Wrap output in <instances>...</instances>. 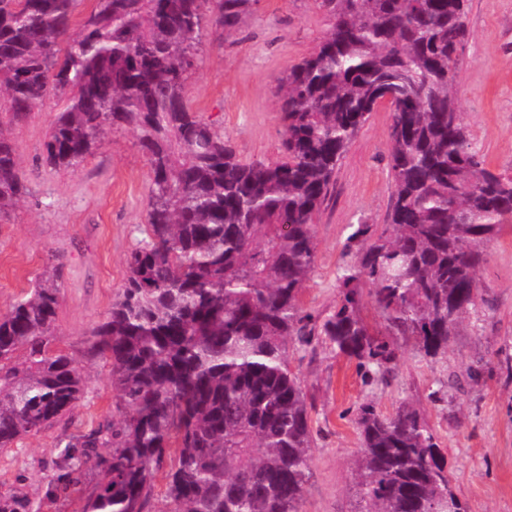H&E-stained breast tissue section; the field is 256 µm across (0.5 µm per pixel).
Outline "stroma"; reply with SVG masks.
Instances as JSON below:
<instances>
[{
    "instance_id": "obj_1",
    "label": "stroma",
    "mask_w": 512,
    "mask_h": 512,
    "mask_svg": "<svg viewBox=\"0 0 512 512\" xmlns=\"http://www.w3.org/2000/svg\"><path fill=\"white\" fill-rule=\"evenodd\" d=\"M466 24L461 110L476 149L499 171L512 165V0H471ZM329 28L320 0H254L233 37L220 44L203 37L200 62L187 79L190 109L222 129L241 159H282L277 79L314 52ZM60 107L58 97H49L6 128L29 193L0 221V316L58 257L55 346L82 366L85 377L74 410L0 450V499L26 501L31 512H82L101 478L89 471L79 489L59 490L57 478L67 464L59 441L112 419L109 368L88 355L86 339L124 285L126 259L143 238L148 205L149 166L131 130H108L77 168L47 163L44 143ZM390 124L388 105L372 112L340 160L315 218L317 259L302 303L316 320L339 298L338 273L352 260L346 244L353 225L387 221ZM486 252L483 316L463 323L446 356L426 357L414 336L389 328L369 303L362 310L369 330L395 354L387 380L366 376L321 337L289 344L290 366L314 406L315 447L302 512H359L356 415L366 403L385 413L405 404L418 408L468 512H512V225Z\"/></svg>"
}]
</instances>
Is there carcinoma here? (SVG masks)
<instances>
[{
  "label": "carcinoma",
  "instance_id": "cac0c4a2",
  "mask_svg": "<svg viewBox=\"0 0 512 512\" xmlns=\"http://www.w3.org/2000/svg\"><path fill=\"white\" fill-rule=\"evenodd\" d=\"M77 2L0 0V119L61 93L50 164L77 167L107 130L128 128L150 169L145 240L88 334L87 353L110 365L118 416L65 445L74 469L103 472L84 512H146L161 470L172 512H301L314 430L288 342L317 334L388 374L394 353L362 317L367 297L426 355L447 354L484 303L483 246L512 224V171L491 170L474 148L457 95L470 0H320L330 30L280 80L285 157L249 163L188 107L186 81L205 26L230 37L254 0H92L76 24ZM386 91L388 227L354 228L340 300L318 324L300 301L313 221ZM28 193L0 130V219ZM58 278L49 267L0 316V448L81 398V368L52 348ZM356 424L365 512H466L417 409L366 403Z\"/></svg>",
  "mask_w": 512,
  "mask_h": 512
}]
</instances>
